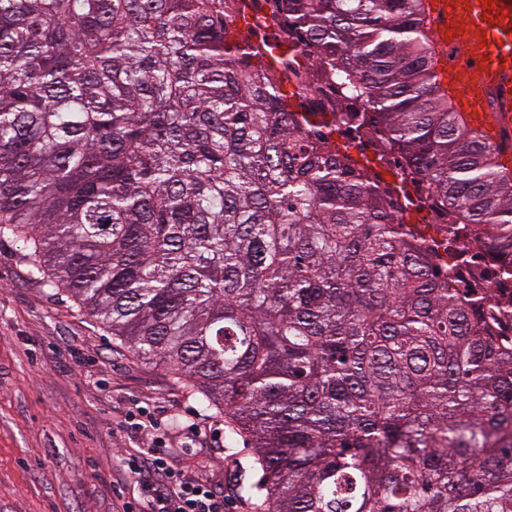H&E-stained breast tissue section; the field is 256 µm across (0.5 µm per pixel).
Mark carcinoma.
<instances>
[{"label": "carcinoma", "instance_id": "carcinoma-1", "mask_svg": "<svg viewBox=\"0 0 512 512\" xmlns=\"http://www.w3.org/2000/svg\"><path fill=\"white\" fill-rule=\"evenodd\" d=\"M420 0H282L341 121L512 275V180L450 110ZM228 0H0V241L249 441L269 512H512L501 314L434 279L396 189L324 139ZM293 92L286 93L285 87ZM303 107L302 119L288 102Z\"/></svg>", "mask_w": 512, "mask_h": 512}]
</instances>
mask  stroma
Here are the masks:
<instances>
[{
    "label": "stroma",
    "instance_id": "35a3bbf8",
    "mask_svg": "<svg viewBox=\"0 0 512 512\" xmlns=\"http://www.w3.org/2000/svg\"><path fill=\"white\" fill-rule=\"evenodd\" d=\"M147 408L180 466L210 458L227 512H263L233 488L260 471L225 418L202 413L159 364L137 360L62 292L31 281L19 244L0 242V512H116L121 457Z\"/></svg>",
    "mask_w": 512,
    "mask_h": 512
}]
</instances>
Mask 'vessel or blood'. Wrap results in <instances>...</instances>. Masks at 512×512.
I'll list each match as a JSON object with an SVG mask.
<instances>
[{
  "label": "vessel or blood",
  "instance_id": "1",
  "mask_svg": "<svg viewBox=\"0 0 512 512\" xmlns=\"http://www.w3.org/2000/svg\"><path fill=\"white\" fill-rule=\"evenodd\" d=\"M490 11L483 0H425L426 35L437 81L456 111L481 139L497 148L495 159L512 172V0Z\"/></svg>",
  "mask_w": 512,
  "mask_h": 512
}]
</instances>
